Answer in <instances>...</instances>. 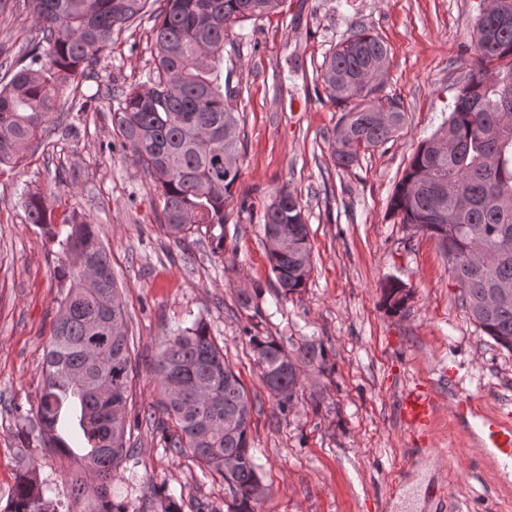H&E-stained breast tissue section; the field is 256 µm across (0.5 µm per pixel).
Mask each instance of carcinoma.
<instances>
[{
	"instance_id": "obj_1",
	"label": "carcinoma",
	"mask_w": 512,
	"mask_h": 512,
	"mask_svg": "<svg viewBox=\"0 0 512 512\" xmlns=\"http://www.w3.org/2000/svg\"><path fill=\"white\" fill-rule=\"evenodd\" d=\"M281 0H166L152 28L155 63L146 80L106 87L109 111L129 158L161 188V215L181 243L205 227L224 247L225 208L241 168L239 113L224 103L219 69L226 26L263 18ZM43 31L39 47L21 46L27 64L0 78V166L19 160L33 140H45L57 102L91 73L117 29L148 13L149 0H27ZM480 68L461 87L448 119L413 154L389 200V210L435 238L460 289L461 305L495 344L512 351V0H492L475 20ZM388 64L377 36L357 28L324 58L318 78L327 97L348 106L335 129L336 164L347 168L360 151L388 144L402 131L405 106L378 94L375 81ZM25 222L61 248L56 276L66 292L52 340L43 354L44 383L36 415L44 444L78 463L70 483L79 498L93 492L90 512H136L112 493V470L127 448L131 391L130 339L112 258L95 225L76 212L54 221L41 193L30 190ZM304 208L280 189L262 217L266 238L288 225V246L269 249L278 288L287 297L306 287L312 271ZM221 232L214 233L215 229ZM410 293L397 279L382 289L392 315L406 310ZM249 345L280 409L289 408L301 383L298 360L270 336ZM160 413L171 426L166 446L199 460L227 486L229 512H256L260 483L249 437L252 405L239 376L226 363L208 324L198 318L178 329L158 361ZM239 426L224 430V417ZM77 433L78 454L61 434ZM237 465L224 469V455ZM51 487L23 475L5 512H47Z\"/></svg>"
}]
</instances>
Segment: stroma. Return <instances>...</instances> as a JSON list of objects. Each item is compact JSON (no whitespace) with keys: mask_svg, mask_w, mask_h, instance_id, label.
<instances>
[{"mask_svg":"<svg viewBox=\"0 0 512 512\" xmlns=\"http://www.w3.org/2000/svg\"><path fill=\"white\" fill-rule=\"evenodd\" d=\"M481 0H284L275 12L231 25L220 65L227 104L244 130L241 176L225 209L224 241L199 231L175 243L162 226L160 191L127 157L106 99L108 82L130 86L153 66L151 16L99 55L76 99L59 107L70 134L30 144L0 167V510L19 477L35 469L53 484V512H83L65 481L75 463L44 448L36 408L43 351L62 287L60 250L25 221L27 190L41 192L56 219L89 215L123 290L134 378L129 453L112 491L137 512H161L171 492L184 512H228L224 482L166 448L146 420L159 399L155 372L168 340L201 317L253 404L250 436L265 493L257 512H512V459L489 431L453 415L458 397H482L512 413V352L496 345L459 300L434 238L398 223L389 199L419 143L448 118L476 58L472 19ZM378 36L389 64L379 92L401 99L403 130L385 146L336 166L334 129L342 106L318 93L326 55L355 27ZM21 6L0 12V49L40 43ZM301 200L313 270L300 293L282 297L267 259L261 216L276 191ZM411 292L404 314L381 305L389 279ZM253 299L243 304L242 292ZM271 336L288 354L322 343L325 358L300 365L288 411L264 386L250 336ZM438 401L431 431L413 434L400 402L416 384Z\"/></svg>","mask_w":512,"mask_h":512,"instance_id":"obj_1","label":"stroma"}]
</instances>
